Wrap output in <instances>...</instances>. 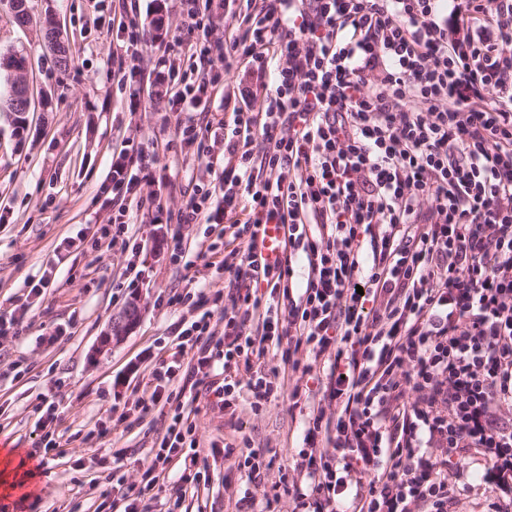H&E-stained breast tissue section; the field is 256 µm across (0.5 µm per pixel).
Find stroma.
<instances>
[{
	"instance_id": "obj_1",
	"label": "stroma",
	"mask_w": 512,
	"mask_h": 512,
	"mask_svg": "<svg viewBox=\"0 0 512 512\" xmlns=\"http://www.w3.org/2000/svg\"><path fill=\"white\" fill-rule=\"evenodd\" d=\"M27 6L33 18L57 19L70 63L59 67L39 31L19 27L0 0V51L24 52L34 100L23 130H15L12 114L0 112V315L12 314L16 298L45 270L55 275L46 295L32 298L24 310L22 334L0 338V360L20 362L24 369L18 379L0 376V448H32V406L44 396L58 407L55 428L63 453L37 472L30 495L0 494V512H61L69 503L90 506L89 482L112 467L113 451L123 450L122 471L136 479L153 438L166 427L159 414L130 430H113L97 450L81 444L77 432L106 418L109 408L131 405L151 366L169 350L173 324L196 317L189 306H167L169 294L185 288L212 293L223 289L224 276L199 262L189 268L172 263L165 245L172 225L147 223L135 207L126 219L141 245L136 259L92 251L87 242L60 260L55 249L63 238L111 217L109 173L120 152H127L132 173L139 154H157L154 188L164 215L173 217L198 185L210 189L213 205L222 204L224 147L210 143L200 151L182 142L176 127L194 118V111L183 104L166 110L161 85L143 86L138 103H131L128 85L116 76L115 54L128 43L129 23L143 35V65L152 66L179 33L177 0H28ZM130 263L143 278L132 294L117 288ZM133 298L142 311L137 329L97 351L112 317ZM191 407L207 458V483L181 496L175 481H167L151 512H165L169 500L176 502L175 512H235L244 492L261 495L278 479L279 468L290 464L308 418L292 408L285 388L257 412L244 400L227 412L207 393ZM244 439L273 460L272 469L255 480L212 449ZM483 472L482 464L471 461L470 488L449 512H494Z\"/></svg>"
}]
</instances>
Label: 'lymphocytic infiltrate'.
<instances>
[{
	"mask_svg": "<svg viewBox=\"0 0 512 512\" xmlns=\"http://www.w3.org/2000/svg\"><path fill=\"white\" fill-rule=\"evenodd\" d=\"M181 4L189 68L152 71L168 106L216 86L215 63L255 77L232 122L178 130L224 142L222 206L197 190L176 222L223 225L202 256L226 289L169 298L203 313L115 424L169 423L138 481L106 475L101 512H150L174 463L181 488L206 479L188 398L245 392L257 410L289 379L312 407L302 444L263 507L236 512L284 493L292 512H448L472 450L512 512V0H245L222 36ZM270 224L281 255L261 266ZM33 411L44 465L57 407Z\"/></svg>",
	"mask_w": 512,
	"mask_h": 512,
	"instance_id": "f902f5d3",
	"label": "lymphocytic infiltrate"
}]
</instances>
